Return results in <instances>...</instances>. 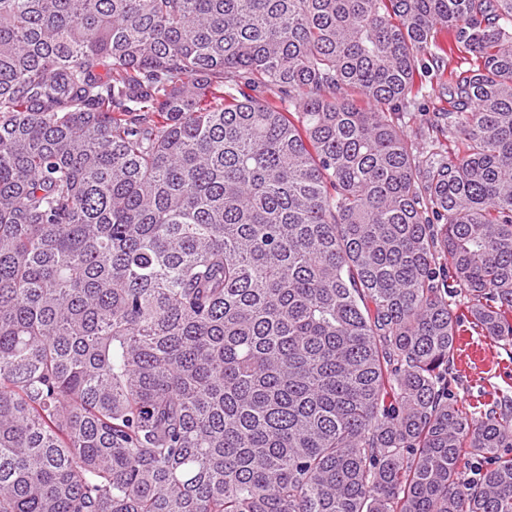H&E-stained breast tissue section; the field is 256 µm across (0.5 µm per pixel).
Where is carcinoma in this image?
<instances>
[{"instance_id":"obj_1","label":"carcinoma","mask_w":512,"mask_h":512,"mask_svg":"<svg viewBox=\"0 0 512 512\" xmlns=\"http://www.w3.org/2000/svg\"><path fill=\"white\" fill-rule=\"evenodd\" d=\"M510 313L512 0H0V512H512ZM458 348L459 370L464 380V389L458 391L459 398L470 400L483 390L492 393L494 397L503 393L512 398V359L503 350L488 338L469 336L466 333L460 336ZM472 351L480 352L481 358L477 365L469 360Z\"/></svg>"}]
</instances>
